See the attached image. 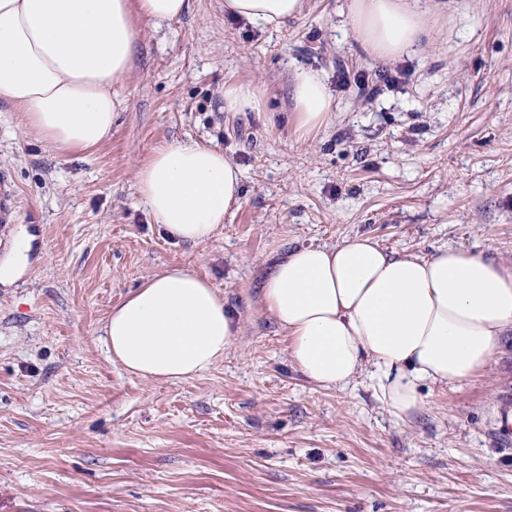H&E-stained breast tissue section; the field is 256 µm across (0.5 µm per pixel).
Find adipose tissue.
<instances>
[{"mask_svg":"<svg viewBox=\"0 0 512 512\" xmlns=\"http://www.w3.org/2000/svg\"><path fill=\"white\" fill-rule=\"evenodd\" d=\"M304 2L224 0V9L283 27ZM190 8L191 0H0V101L55 148H94L112 134V84L137 49L134 15L159 25ZM458 9V0H349L343 17L361 56L390 62L414 54ZM287 91L300 136L326 125L332 100L317 71L296 68ZM135 187L170 238L195 245L212 239L238 202L240 170L214 146L176 140L153 149ZM260 295L310 383L338 387L372 368L378 401L401 421L422 409L423 383L474 377L512 334V266L482 251L411 257L366 235L301 246L272 262ZM240 334L220 290L183 267L149 278L104 328L128 372L172 382L214 366Z\"/></svg>","mask_w":512,"mask_h":512,"instance_id":"ef3b65f1","label":"adipose tissue"}]
</instances>
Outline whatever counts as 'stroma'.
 Returning a JSON list of instances; mask_svg holds the SVG:
<instances>
[{"mask_svg":"<svg viewBox=\"0 0 512 512\" xmlns=\"http://www.w3.org/2000/svg\"><path fill=\"white\" fill-rule=\"evenodd\" d=\"M346 3L306 0L281 29L234 20L224 0L159 26L135 18L134 67L93 149L57 150L0 103L11 227L33 237L0 283V512H512V335L482 374L423 386L422 410L398 421L367 376L309 383L259 301L278 254L358 234L512 263V0H466L368 103L339 80L380 68L356 53ZM298 67L334 103L306 140L287 94ZM228 80L261 86L262 109L220 111ZM190 138L242 173L239 204L197 245L170 239L135 188L154 147ZM175 266L223 292L243 335L196 378L131 376L103 327Z\"/></svg>","mask_w":512,"mask_h":512,"instance_id":"stroma-1","label":"stroma"}]
</instances>
